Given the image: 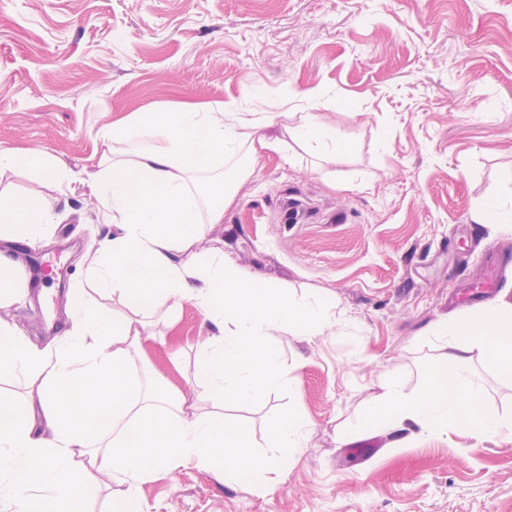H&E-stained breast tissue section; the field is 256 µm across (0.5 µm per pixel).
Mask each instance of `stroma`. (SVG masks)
Instances as JSON below:
<instances>
[{
    "label": "stroma",
    "instance_id": "stroma-1",
    "mask_svg": "<svg viewBox=\"0 0 512 512\" xmlns=\"http://www.w3.org/2000/svg\"><path fill=\"white\" fill-rule=\"evenodd\" d=\"M187 102L274 114L281 139L199 247L260 285L335 301L345 320L310 343L271 337L288 389L228 411L259 442L282 411L306 420L284 482L262 490L191 464L142 483L146 512H512V435L383 433L364 418L387 379L419 388L439 361L433 328L457 313L449 298L512 255V229L476 221L488 199L512 201V0H0V150L41 149L71 172L0 180L41 192L54 215L48 238L17 251L63 266L9 309L34 343L58 339L53 323L72 329L77 300L127 314L87 272L116 231L89 186L100 130ZM303 112L346 150L318 160L283 137ZM153 330L167 342H146L152 368L196 393L203 314L165 305ZM471 368L487 406L512 415V380L477 356ZM355 424L374 456L349 459L337 432Z\"/></svg>",
    "mask_w": 512,
    "mask_h": 512
}]
</instances>
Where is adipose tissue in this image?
<instances>
[{
  "mask_svg": "<svg viewBox=\"0 0 512 512\" xmlns=\"http://www.w3.org/2000/svg\"><path fill=\"white\" fill-rule=\"evenodd\" d=\"M269 123L265 112L185 105L137 113L128 127L103 128L112 158L99 161L91 183L103 221L120 232L103 243L90 274L134 311L111 324L75 305L78 330L52 350L0 318V379L22 375L31 386L24 405L0 399V498L18 512H83L99 474L123 486L119 512H144L141 483L193 463L272 486L306 447L311 431L294 412L270 421L265 440L275 453L266 456L222 410L286 388L269 337L311 341L332 332L335 305L257 287L223 251L197 247L199 225L223 223L258 152L278 147V139L258 133ZM287 132L315 154L345 149L312 112L301 113ZM19 168L56 183L66 178L45 152L0 151V177ZM52 222L40 195L0 192V238L34 242ZM171 300L192 303L215 328L195 373L204 388L199 397L154 388L135 367L144 342L154 337L156 309ZM431 336L444 364L432 366L412 395L388 379L366 405L368 421L379 428L409 421L431 434L512 432V418L485 407L484 389L467 368L477 353L493 371L512 377V302L499 298L443 321Z\"/></svg>",
  "mask_w": 512,
  "mask_h": 512,
  "instance_id": "adipose-tissue-1",
  "label": "adipose tissue"
}]
</instances>
